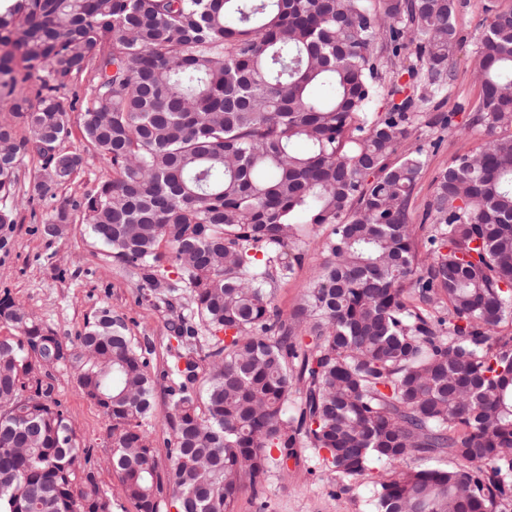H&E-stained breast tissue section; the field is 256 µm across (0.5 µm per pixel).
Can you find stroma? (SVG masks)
<instances>
[{
	"label": "stroma",
	"mask_w": 512,
	"mask_h": 512,
	"mask_svg": "<svg viewBox=\"0 0 512 512\" xmlns=\"http://www.w3.org/2000/svg\"><path fill=\"white\" fill-rule=\"evenodd\" d=\"M490 1L499 7L512 4V0H459L454 22L463 44L455 54L457 77L446 91L443 105L444 112L454 115L452 128L443 132L418 125L406 142L410 148H428L426 164L413 193V224L421 223L437 175L460 147L475 149L487 139L483 130L469 128V113L464 106L475 103L479 93L472 69L485 29V6ZM100 171L99 163L89 160L71 183L57 190L55 199L34 206L20 203L18 222L9 234L8 245L0 248V298H13L68 342L74 341L87 319L102 309H110L124 318L129 336L152 344L150 370L157 376L168 359L165 305L143 297L137 279L105 256L86 225H70L59 239L46 238L41 232V218L59 202L80 195ZM295 251L301 256L300 266L271 290L274 305L286 314L306 294L311 274L323 260L321 240L309 230L304 231ZM54 384L63 410L77 428L84 447L90 450L101 491L116 503V512H136L109 465L112 444L101 413L80 392L69 370L57 369ZM168 401L165 384H156L149 430L163 469L169 466ZM386 473V467L378 463L370 477L343 481L317 465L310 450L303 448L289 473L274 467L258 487L244 486L234 512H374L373 482Z\"/></svg>",
	"instance_id": "obj_1"
}]
</instances>
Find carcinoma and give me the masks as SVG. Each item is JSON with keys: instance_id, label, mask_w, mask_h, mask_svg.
I'll list each match as a JSON object with an SVG mask.
<instances>
[{"instance_id": "cac0c4a2", "label": "carcinoma", "mask_w": 512, "mask_h": 512, "mask_svg": "<svg viewBox=\"0 0 512 512\" xmlns=\"http://www.w3.org/2000/svg\"><path fill=\"white\" fill-rule=\"evenodd\" d=\"M458 6L0 0V229L87 164L63 147L78 109L104 171L44 234L79 219L156 299L172 270L192 297L168 322L164 474L150 347L109 309L69 345L0 299L17 332L0 338V512H112L59 367L101 412L137 512H233L301 446L341 480L387 464L375 512H512V6L487 7L470 123L490 138L436 177L427 263L411 224L423 149L403 143L419 120L451 126L437 97L456 78ZM307 228L327 231L324 261L282 318L270 288Z\"/></svg>"}]
</instances>
